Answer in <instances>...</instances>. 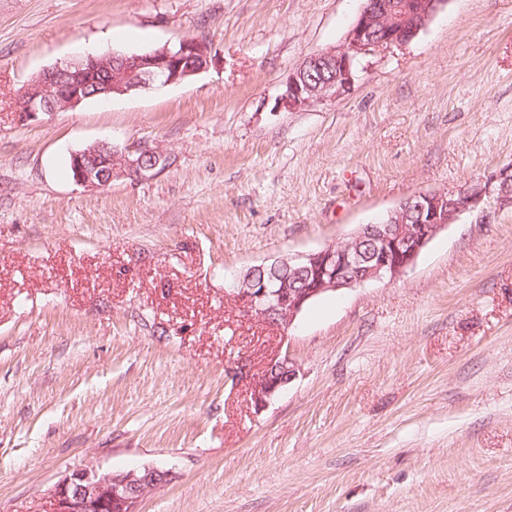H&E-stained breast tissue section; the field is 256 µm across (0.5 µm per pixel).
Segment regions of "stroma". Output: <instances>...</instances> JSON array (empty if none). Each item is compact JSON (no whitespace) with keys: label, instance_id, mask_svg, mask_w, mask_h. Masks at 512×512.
Masks as SVG:
<instances>
[{"label":"stroma","instance_id":"stroma-1","mask_svg":"<svg viewBox=\"0 0 512 512\" xmlns=\"http://www.w3.org/2000/svg\"><path fill=\"white\" fill-rule=\"evenodd\" d=\"M361 7L0 0V512H51L77 469L146 466L171 479L140 512H512V207L286 332L229 296L250 267L512 164V0H449L347 96L275 110ZM185 38L217 58L186 83L13 112L42 69ZM132 142L170 167L74 182L71 153ZM284 357L293 378L256 407ZM279 369L281 376L271 381L269 371L274 368ZM295 374L294 365L289 358L284 357L280 360L271 362L264 374L255 382V403L257 406H264L271 398L277 395L280 390L286 386ZM266 375V377H265Z\"/></svg>","mask_w":512,"mask_h":512}]
</instances>
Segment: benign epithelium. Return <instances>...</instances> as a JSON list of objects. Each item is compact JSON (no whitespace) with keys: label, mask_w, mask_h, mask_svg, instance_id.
I'll use <instances>...</instances> for the list:
<instances>
[{"label":"benign epithelium","mask_w":512,"mask_h":512,"mask_svg":"<svg viewBox=\"0 0 512 512\" xmlns=\"http://www.w3.org/2000/svg\"><path fill=\"white\" fill-rule=\"evenodd\" d=\"M448 0H363L344 43L314 54L289 73L274 108L301 111L336 100L351 90L362 58L408 43L425 29ZM213 64L203 40L184 39L142 53L88 54L63 66L43 70L18 95L15 112L27 122L45 112L72 109L93 97L129 95L155 87L185 83ZM321 71L322 79L312 73ZM170 164V155L156 146L132 143L121 148L97 144L70 156L77 184L101 190L113 180L154 177ZM494 204L512 206V164L496 168L456 191L434 190L410 196L378 223L361 224L347 240L319 250L276 260L292 277L272 284L258 279L252 267L233 291L239 312L287 331L310 301L372 280L402 276L428 243L466 212ZM413 215L412 223L407 216ZM295 375L289 358L275 360L255 382V403L264 406ZM168 473L154 467L145 474L129 471L100 475L79 469L51 490L54 512H137L139 501L166 482Z\"/></svg>","instance_id":"7a95c632"}]
</instances>
